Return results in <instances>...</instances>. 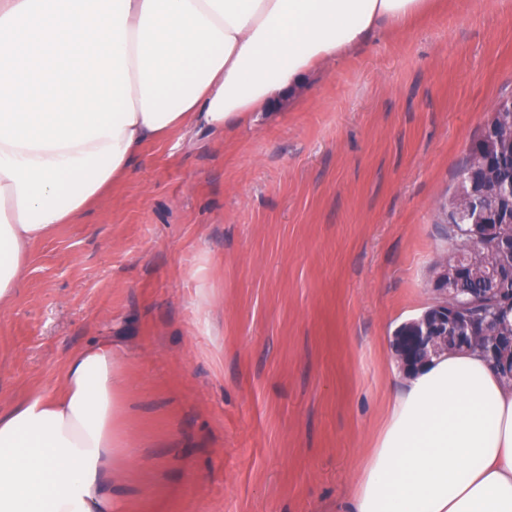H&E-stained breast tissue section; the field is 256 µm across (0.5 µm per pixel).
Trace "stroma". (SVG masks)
I'll list each match as a JSON object with an SVG mask.
<instances>
[{
  "instance_id": "stroma-1",
  "label": "stroma",
  "mask_w": 512,
  "mask_h": 512,
  "mask_svg": "<svg viewBox=\"0 0 512 512\" xmlns=\"http://www.w3.org/2000/svg\"><path fill=\"white\" fill-rule=\"evenodd\" d=\"M505 98L512 0H443L244 125L145 144L30 247L0 406L109 336L123 512H336L400 379L393 330L434 300L438 208Z\"/></svg>"
}]
</instances>
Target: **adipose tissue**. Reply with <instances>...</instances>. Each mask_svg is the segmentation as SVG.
Here are the masks:
<instances>
[{
    "label": "adipose tissue",
    "mask_w": 512,
    "mask_h": 512,
    "mask_svg": "<svg viewBox=\"0 0 512 512\" xmlns=\"http://www.w3.org/2000/svg\"><path fill=\"white\" fill-rule=\"evenodd\" d=\"M431 0H0V310L31 244L122 182L141 147L247 121L318 64ZM117 347L67 362L60 391L0 408V512H120ZM340 512H512V381L476 349L392 390Z\"/></svg>",
    "instance_id": "1"
}]
</instances>
